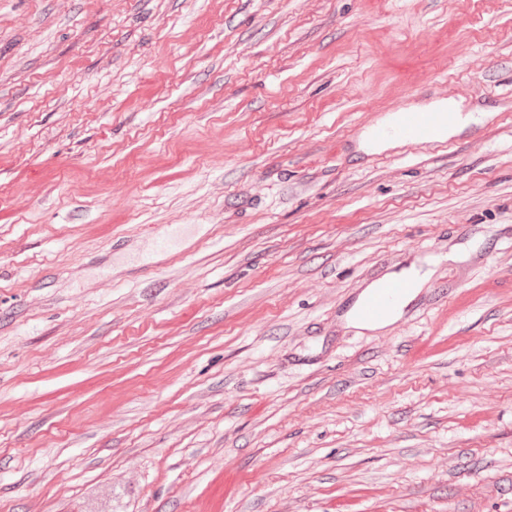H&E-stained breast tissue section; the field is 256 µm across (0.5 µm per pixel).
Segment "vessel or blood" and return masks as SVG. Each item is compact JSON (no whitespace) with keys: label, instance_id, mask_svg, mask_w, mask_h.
<instances>
[{"label":"vessel or blood","instance_id":"b4317fda","mask_svg":"<svg viewBox=\"0 0 512 512\" xmlns=\"http://www.w3.org/2000/svg\"><path fill=\"white\" fill-rule=\"evenodd\" d=\"M454 115L449 111L400 112L390 124L372 125L370 133L374 140L393 141L413 148L435 142L438 130L451 125ZM409 284L403 279L382 281L379 288L360 306L358 314L366 320H376L388 314L407 292Z\"/></svg>","mask_w":512,"mask_h":512}]
</instances>
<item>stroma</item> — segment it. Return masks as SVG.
Segmentation results:
<instances>
[{
	"instance_id": "1",
	"label": "stroma",
	"mask_w": 512,
	"mask_h": 512,
	"mask_svg": "<svg viewBox=\"0 0 512 512\" xmlns=\"http://www.w3.org/2000/svg\"><path fill=\"white\" fill-rule=\"evenodd\" d=\"M115 486L512 512V0H0V512ZM436 110H445L446 108L456 112V121L451 111H432V112H397L396 120L391 124H373L371 126V137L377 141H393L403 147L413 148L422 145H430L436 142L438 136L446 139L452 135L458 127H464L471 122H482L484 114L475 116L472 113L463 116L457 103L448 100V103H436L428 107ZM372 139V140H373ZM373 140V141H374ZM377 143L376 141H374ZM394 277H405L410 283V289L409 283L404 279L384 280L379 288L378 282L373 283L362 293L359 302L371 294L374 288H376L375 292L362 303L358 310V314L365 320L379 319L388 314L399 303L402 296L409 289L399 305L396 306L385 318L377 322H364L360 320L355 314V308L352 313L347 315L346 320L349 325L357 328L376 330L394 322L401 315L402 309L414 300L420 288H422L423 284L427 280L428 270L423 271L422 267L417 268L413 265L410 269L403 271L400 274H395L391 278Z\"/></svg>"
}]
</instances>
